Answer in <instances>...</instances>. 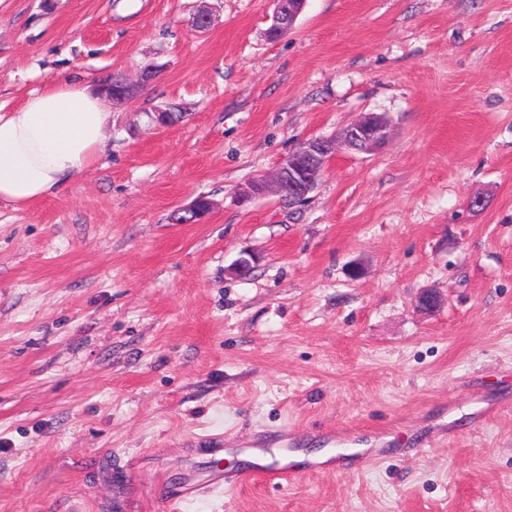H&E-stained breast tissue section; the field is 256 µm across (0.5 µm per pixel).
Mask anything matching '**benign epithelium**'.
I'll return each instance as SVG.
<instances>
[{"mask_svg":"<svg viewBox=\"0 0 512 512\" xmlns=\"http://www.w3.org/2000/svg\"><path fill=\"white\" fill-rule=\"evenodd\" d=\"M306 0H275L272 25L267 36L282 28H292L302 12ZM391 136L389 119L374 112L365 113L342 128L334 137H315L306 140L296 151L288 154L278 164L272 177L263 176L238 193V201L246 202L272 193L279 203L289 200L304 201L315 189L321 174L331 160L341 152L370 153L381 149ZM178 223L193 224L200 217V199L176 210ZM257 259L243 253L234 262L231 273L247 275Z\"/></svg>","mask_w":512,"mask_h":512,"instance_id":"7a95c632","label":"benign epithelium"}]
</instances>
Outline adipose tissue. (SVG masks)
<instances>
[{"instance_id":"1","label":"adipose tissue","mask_w":512,"mask_h":512,"mask_svg":"<svg viewBox=\"0 0 512 512\" xmlns=\"http://www.w3.org/2000/svg\"><path fill=\"white\" fill-rule=\"evenodd\" d=\"M112 112L105 93L67 77L0 113V202L53 198L97 164Z\"/></svg>"}]
</instances>
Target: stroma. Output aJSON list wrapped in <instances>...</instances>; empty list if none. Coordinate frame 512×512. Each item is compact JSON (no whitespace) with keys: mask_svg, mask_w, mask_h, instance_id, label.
<instances>
[{"mask_svg":"<svg viewBox=\"0 0 512 512\" xmlns=\"http://www.w3.org/2000/svg\"><path fill=\"white\" fill-rule=\"evenodd\" d=\"M197 5L0 0L1 106L139 86L77 183L0 205V512H155L254 451L297 479L181 512H512V0H307L275 41L274 0ZM363 112L381 150L237 202Z\"/></svg>","mask_w":512,"mask_h":512,"instance_id":"1","label":"stroma"}]
</instances>
